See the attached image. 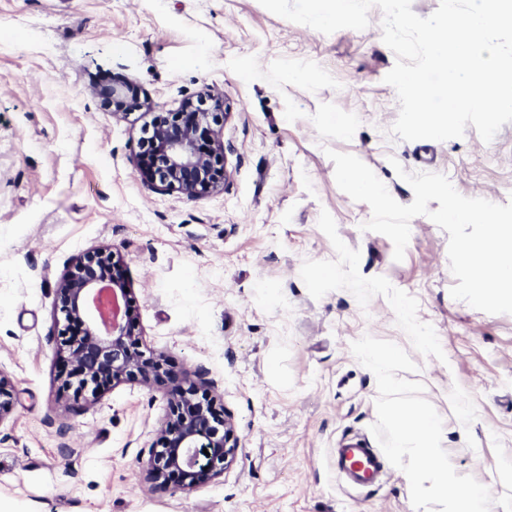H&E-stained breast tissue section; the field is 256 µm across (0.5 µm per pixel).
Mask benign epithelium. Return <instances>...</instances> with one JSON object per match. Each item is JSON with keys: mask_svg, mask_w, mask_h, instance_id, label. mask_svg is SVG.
Masks as SVG:
<instances>
[{"mask_svg": "<svg viewBox=\"0 0 512 512\" xmlns=\"http://www.w3.org/2000/svg\"><path fill=\"white\" fill-rule=\"evenodd\" d=\"M116 118L135 107L152 111L139 141L136 167L141 179L162 191L195 200L224 186V131L218 127L223 100L206 91L184 101L175 112L154 108L140 97L129 77L112 80L96 91ZM74 271L56 287V308L64 314L61 331L62 389L80 398L128 381L167 388L169 415L159 431L147 467L156 487L192 486L213 480L237 458L239 441L233 419L215 405L208 389L200 390L188 372H175L159 354L146 353L135 333L129 292L120 271L118 253L100 247L73 259ZM15 396L10 375L0 369V421L11 411Z\"/></svg>", "mask_w": 512, "mask_h": 512, "instance_id": "benign-epithelium-1", "label": "benign epithelium"}]
</instances>
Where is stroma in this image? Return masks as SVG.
<instances>
[{
  "mask_svg": "<svg viewBox=\"0 0 512 512\" xmlns=\"http://www.w3.org/2000/svg\"><path fill=\"white\" fill-rule=\"evenodd\" d=\"M383 14L320 33L259 0H0V369L16 395L0 421V512H411L405 473L352 489L342 439H372L375 375L350 345L394 342L448 430L458 474L505 488L512 458V314L454 299L448 238L411 220L402 261L364 230L368 204L335 181L328 150L358 157L400 204L396 166L446 175L466 197L512 201V123L403 141L385 75ZM116 75L176 111L224 98L221 190L186 200L144 183V110L114 118L95 87ZM118 251L144 350L211 388L231 415L235 463L184 490L145 468L166 388L125 382L86 405L60 394L57 281L86 250ZM474 413L468 440L459 408Z\"/></svg>",
  "mask_w": 512,
  "mask_h": 512,
  "instance_id": "35a3bbf8",
  "label": "stroma"
}]
</instances>
